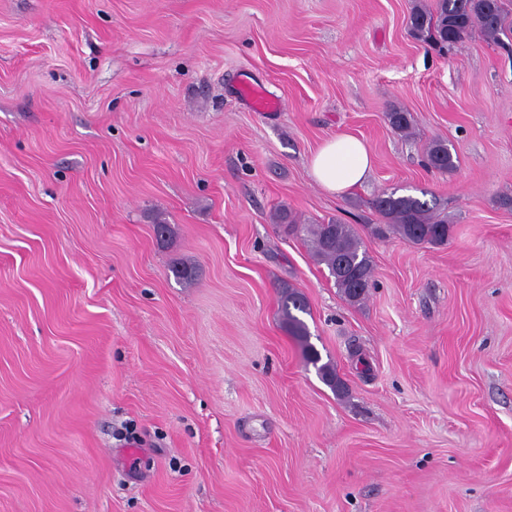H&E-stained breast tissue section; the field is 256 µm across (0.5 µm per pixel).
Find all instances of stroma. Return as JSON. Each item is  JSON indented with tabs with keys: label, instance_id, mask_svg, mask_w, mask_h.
<instances>
[{
	"label": "stroma",
	"instance_id": "obj_1",
	"mask_svg": "<svg viewBox=\"0 0 512 512\" xmlns=\"http://www.w3.org/2000/svg\"><path fill=\"white\" fill-rule=\"evenodd\" d=\"M433 2L0 0V512H512V55L414 38ZM344 131L373 167L335 195ZM392 191L447 244L376 234ZM282 207L358 231L363 303ZM317 184L329 193L349 192L363 185L372 169L366 144L353 134L342 132L325 141L309 161ZM427 165L436 171L448 172L456 168L457 156L445 140H433L426 148ZM280 306L283 319L288 327L289 333L300 342L303 356L307 363L317 368L320 378L334 390L341 389V381L336 375L331 364L325 363L318 366L321 361L318 351L309 343V333L306 324L293 311L307 314L308 306L304 294L297 288L286 287L280 295Z\"/></svg>",
	"mask_w": 512,
	"mask_h": 512
}]
</instances>
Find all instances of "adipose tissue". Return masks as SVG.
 Returning <instances> with one entry per match:
<instances>
[{"instance_id": "adipose-tissue-1", "label": "adipose tissue", "mask_w": 512, "mask_h": 512, "mask_svg": "<svg viewBox=\"0 0 512 512\" xmlns=\"http://www.w3.org/2000/svg\"><path fill=\"white\" fill-rule=\"evenodd\" d=\"M317 184L333 194L346 193L369 178L371 154L366 144L353 134L342 132L325 141L309 161Z\"/></svg>"}]
</instances>
